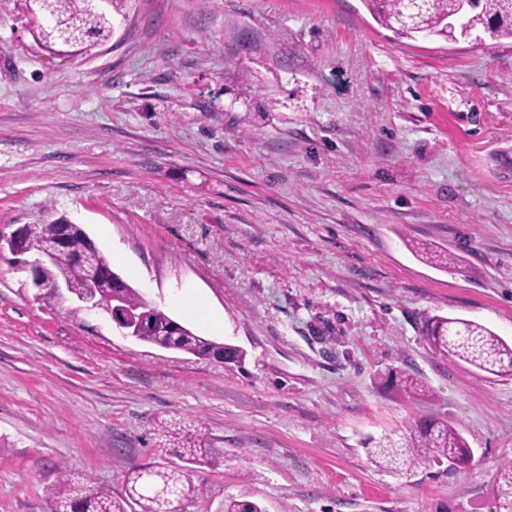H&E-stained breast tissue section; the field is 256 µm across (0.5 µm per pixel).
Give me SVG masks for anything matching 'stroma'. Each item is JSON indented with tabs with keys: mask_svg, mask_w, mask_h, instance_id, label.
Here are the masks:
<instances>
[{
	"mask_svg": "<svg viewBox=\"0 0 512 512\" xmlns=\"http://www.w3.org/2000/svg\"><path fill=\"white\" fill-rule=\"evenodd\" d=\"M113 26L58 58L28 15L0 17V234L67 216L246 358L140 341L66 292L44 304L0 255V512H52L63 464L120 492L121 470L174 461L153 431L182 417L233 461L194 471L179 512H492L512 377L436 355L422 326L512 344V40L398 39L362 0H130ZM421 419L472 461L370 460L365 440Z\"/></svg>",
	"mask_w": 512,
	"mask_h": 512,
	"instance_id": "obj_1",
	"label": "stroma"
}]
</instances>
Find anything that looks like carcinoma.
I'll return each instance as SVG.
<instances>
[{
    "instance_id": "carcinoma-1",
    "label": "carcinoma",
    "mask_w": 512,
    "mask_h": 512,
    "mask_svg": "<svg viewBox=\"0 0 512 512\" xmlns=\"http://www.w3.org/2000/svg\"><path fill=\"white\" fill-rule=\"evenodd\" d=\"M374 19L399 37L416 38L422 32L445 40L467 38L477 44L486 40L512 39V0H475L461 9V0H431L425 19L417 24L400 21L408 0H362ZM127 0H108L104 10L96 0H50L43 6V18L36 21L37 40L56 55L70 56L90 50L87 39L95 35L108 39L112 32V13H120ZM67 240L55 250L51 261L41 269V277L51 282L58 277L68 280L70 293L83 297L96 294L101 309L112 313L107 300L113 295L125 306L141 314L142 326L137 339L152 345L182 351L197 357L224 355V363L240 364L246 353L233 344H219L195 335L188 327L173 330L176 321L151 305L124 279L114 289L96 288L89 279L83 256L92 238L78 224L59 216L45 224L24 225L25 242L34 248H52L62 228ZM423 337L432 350L443 357L462 361L492 375L512 376V346L490 329L460 318L436 317L427 321ZM159 447L172 448L180 463L140 465L119 475L122 492L74 476L65 466L57 469L55 483L49 488L54 512H167L176 501L190 500L198 489L190 473L197 467L211 466L233 457L218 448L202 429L184 421L161 422L155 428ZM368 455L390 470L449 461L464 465L472 449L454 427L430 420L419 421L401 443H381L367 449ZM494 512H512V461L505 463L497 479ZM140 507L136 511L132 506ZM223 512H265L257 502L229 497Z\"/></svg>"
}]
</instances>
